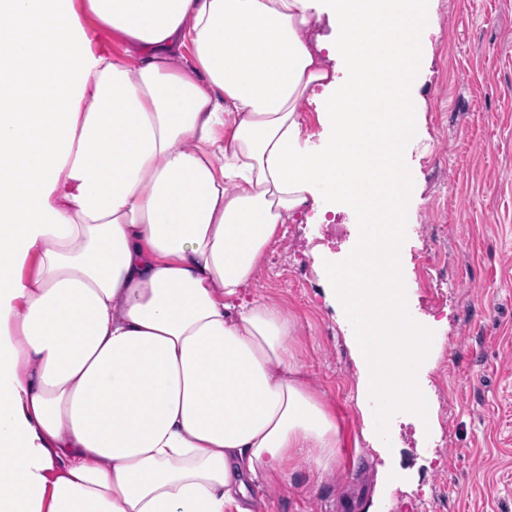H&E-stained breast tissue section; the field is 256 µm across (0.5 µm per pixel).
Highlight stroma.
Returning a JSON list of instances; mask_svg holds the SVG:
<instances>
[{"instance_id":"stroma-1","label":"stroma","mask_w":512,"mask_h":512,"mask_svg":"<svg viewBox=\"0 0 512 512\" xmlns=\"http://www.w3.org/2000/svg\"><path fill=\"white\" fill-rule=\"evenodd\" d=\"M436 24L418 84L424 112L403 165L420 189L406 226L405 309L432 329L424 376L433 421L397 413L383 457L363 434L353 323L326 300L319 267L346 264L363 232L346 213L303 208L271 246L302 280L259 274L256 288L298 322L291 338L308 380L336 414L335 468L289 465L288 482L262 478L254 512H512V0H435ZM448 265L441 291L418 272L430 228ZM400 471L381 480L385 463Z\"/></svg>"}]
</instances>
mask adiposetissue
<instances>
[{
  "instance_id": "ef3b65f1",
  "label": "adipose tissue",
  "mask_w": 512,
  "mask_h": 512,
  "mask_svg": "<svg viewBox=\"0 0 512 512\" xmlns=\"http://www.w3.org/2000/svg\"><path fill=\"white\" fill-rule=\"evenodd\" d=\"M433 9L0 0V512H252L250 483L302 449L335 466L336 414L294 358L295 321L254 292L311 202L375 227L322 270L357 327L366 421L384 434L399 409L428 426L402 153ZM324 16L332 36L312 38Z\"/></svg>"
}]
</instances>
